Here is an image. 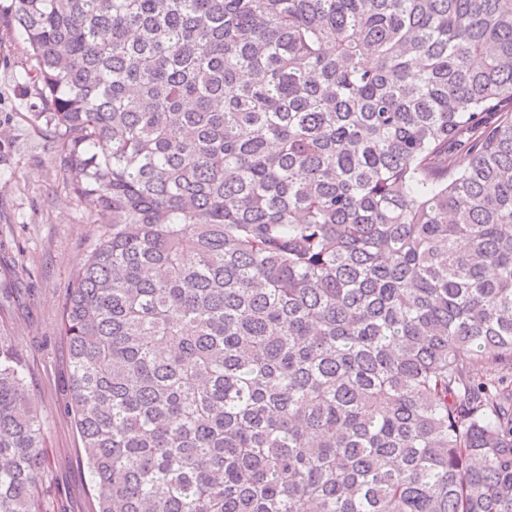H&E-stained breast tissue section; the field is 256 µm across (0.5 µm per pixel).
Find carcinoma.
I'll return each instance as SVG.
<instances>
[{"instance_id":"carcinoma-1","label":"carcinoma","mask_w":512,"mask_h":512,"mask_svg":"<svg viewBox=\"0 0 512 512\" xmlns=\"http://www.w3.org/2000/svg\"><path fill=\"white\" fill-rule=\"evenodd\" d=\"M1 25L105 227L61 313L98 512H512V0ZM43 448L0 340V512Z\"/></svg>"}]
</instances>
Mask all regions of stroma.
<instances>
[{
    "mask_svg": "<svg viewBox=\"0 0 512 512\" xmlns=\"http://www.w3.org/2000/svg\"><path fill=\"white\" fill-rule=\"evenodd\" d=\"M28 57L21 33L0 29V338L24 363L42 422L47 512H98L80 437L64 411L60 324L68 285L104 228L93 203L70 193L54 143L38 129Z\"/></svg>",
    "mask_w": 512,
    "mask_h": 512,
    "instance_id": "1",
    "label": "stroma"
}]
</instances>
